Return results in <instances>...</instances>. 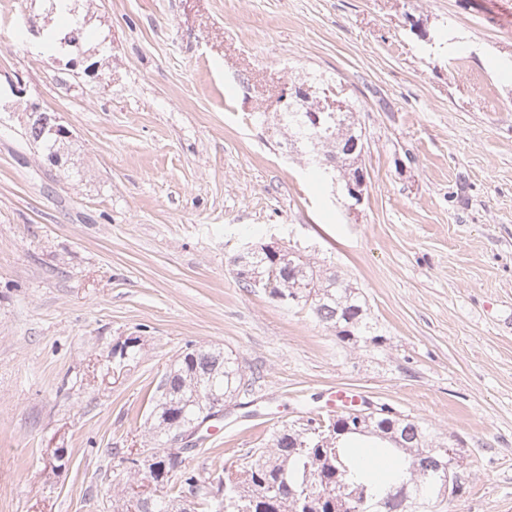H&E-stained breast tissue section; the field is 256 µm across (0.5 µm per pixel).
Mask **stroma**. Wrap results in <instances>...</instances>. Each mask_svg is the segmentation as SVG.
I'll use <instances>...</instances> for the list:
<instances>
[{"label":"stroma","instance_id":"obj_1","mask_svg":"<svg viewBox=\"0 0 512 512\" xmlns=\"http://www.w3.org/2000/svg\"><path fill=\"white\" fill-rule=\"evenodd\" d=\"M71 4L86 36L51 53L29 30L65 31L49 0H0V512H112L124 451L168 445L158 383L200 345L256 378L190 441L202 480L353 391L457 440L441 512H512V0ZM330 77L358 108L354 209L273 115ZM30 102L69 130L67 165L27 137ZM271 237L359 288L384 343L243 287L232 257Z\"/></svg>","mask_w":512,"mask_h":512}]
</instances>
